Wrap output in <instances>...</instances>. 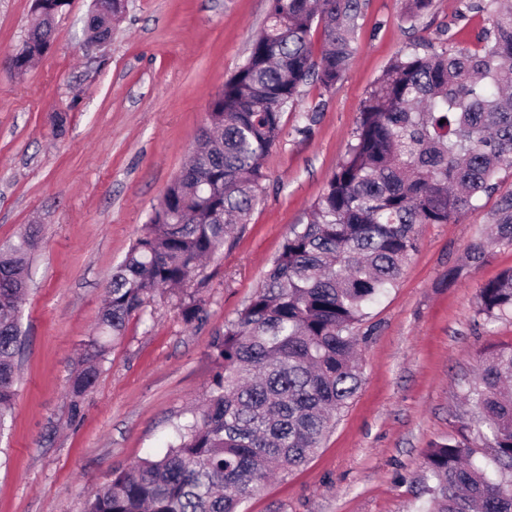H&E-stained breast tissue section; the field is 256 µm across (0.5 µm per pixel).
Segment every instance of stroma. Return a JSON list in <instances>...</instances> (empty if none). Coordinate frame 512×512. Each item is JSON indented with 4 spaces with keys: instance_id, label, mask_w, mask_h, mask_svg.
I'll return each mask as SVG.
<instances>
[{
    "instance_id": "stroma-1",
    "label": "stroma",
    "mask_w": 512,
    "mask_h": 512,
    "mask_svg": "<svg viewBox=\"0 0 512 512\" xmlns=\"http://www.w3.org/2000/svg\"><path fill=\"white\" fill-rule=\"evenodd\" d=\"M92 0H70L50 49L23 74L0 67V248L37 225L27 257L13 413L0 436V512H80L112 480L165 446L192 417L218 365L210 342L259 289L294 224L306 223L352 141L368 92L411 43L447 38L478 48L485 14L433 0L415 21L400 0H366L355 51L332 89L306 85L286 112L280 141L248 224L183 289L162 290L111 342L102 371L70 412L69 383L92 336L112 270L143 232L186 163L214 94L244 62L268 0H128L102 47L90 46ZM32 0H0V55L33 23ZM322 103L308 133L301 111ZM495 193L450 224H426L395 288L355 324L362 382L317 453L271 477L242 512H417L425 456L472 418L463 393L483 357L512 345V318L479 315L478 287L512 267L499 245L465 264L484 238ZM462 266L456 283L451 266ZM200 297L204 320L181 301Z\"/></svg>"
}]
</instances>
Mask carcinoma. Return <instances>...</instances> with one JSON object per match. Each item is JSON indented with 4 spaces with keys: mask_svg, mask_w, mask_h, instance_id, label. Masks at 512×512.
Masks as SVG:
<instances>
[{
    "mask_svg": "<svg viewBox=\"0 0 512 512\" xmlns=\"http://www.w3.org/2000/svg\"><path fill=\"white\" fill-rule=\"evenodd\" d=\"M432 4L403 0L402 14L411 21ZM67 5L33 0L35 21L13 71L47 51ZM363 6L269 0L246 60L209 103L190 164L112 271L97 334L71 379L72 417L107 359L104 337L123 335L157 290L183 285L247 223L284 114L307 83L327 90L343 78ZM125 8V0H93L88 40L110 39ZM475 8L490 24L481 48L416 44L390 63L365 98L348 151L310 220L291 226L261 287L213 338L222 370L206 403L175 428L164 452L114 473L82 512H238L273 470L288 473L320 448L361 382L353 326L396 286L418 248L417 226L458 221L512 166V4L467 5ZM34 244L28 226L0 250V432L15 398L18 313ZM497 244L512 245V192L501 196L491 235L470 244L467 260L483 263ZM477 304L489 321L512 314V268L479 286ZM204 314L195 296L182 302L186 322ZM465 399L477 418L463 429L476 433L483 460L454 437L436 443L420 478L427 500L419 512H512V346L485 358Z\"/></svg>",
    "mask_w": 512,
    "mask_h": 512,
    "instance_id": "carcinoma-1",
    "label": "carcinoma"
}]
</instances>
